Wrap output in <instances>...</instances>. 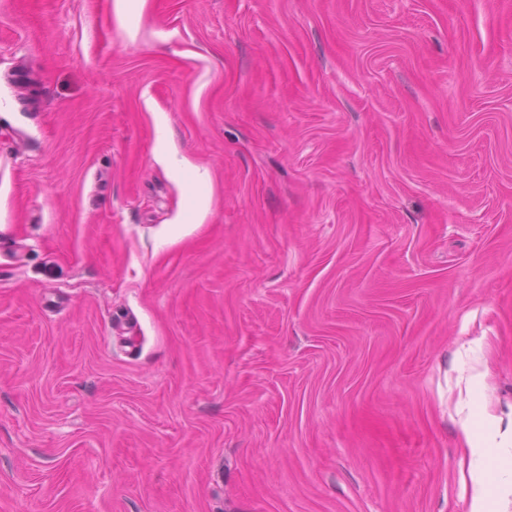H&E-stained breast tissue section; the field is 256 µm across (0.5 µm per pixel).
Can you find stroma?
Segmentation results:
<instances>
[{
    "instance_id": "1",
    "label": "stroma",
    "mask_w": 512,
    "mask_h": 512,
    "mask_svg": "<svg viewBox=\"0 0 512 512\" xmlns=\"http://www.w3.org/2000/svg\"><path fill=\"white\" fill-rule=\"evenodd\" d=\"M481 485L512 512V0H0V512Z\"/></svg>"
}]
</instances>
